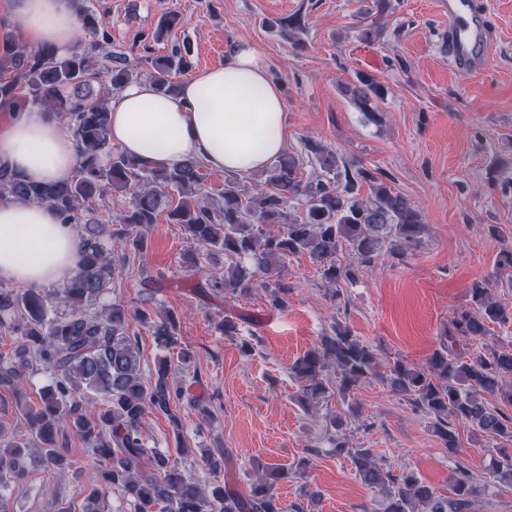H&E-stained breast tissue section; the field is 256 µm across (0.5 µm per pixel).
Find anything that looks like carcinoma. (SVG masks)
Listing matches in <instances>:
<instances>
[{"label": "carcinoma", "instance_id": "carcinoma-1", "mask_svg": "<svg viewBox=\"0 0 512 512\" xmlns=\"http://www.w3.org/2000/svg\"><path fill=\"white\" fill-rule=\"evenodd\" d=\"M75 4L82 30L92 37L87 47L60 57L50 48L10 41L0 55V111L9 115L36 107L53 113L77 141L80 157L73 172L56 181H35L3 169L0 194L50 205L63 223L79 228L81 240L77 272L62 287L0 286V328L21 340L14 352L0 355V388H9L28 426V435L21 437L0 424V487L22 478L34 457L46 466L72 467L58 443L61 431L69 429L105 466L103 484L91 488L84 512H98L101 497L112 488L124 493L134 512H304L300 504H282L275 492L276 484L288 478L284 469L259 464L248 492L227 485L208 492L167 455L148 453L144 416L163 414L181 428L171 410L181 389L170 380L165 360L155 375L143 377L136 328L148 327L173 344L178 319L170 314L155 320L147 309L130 313L116 304L96 307L117 273L112 250L102 241L106 225L100 201L112 191H132V201L117 217L121 250L143 252L148 231L163 215L182 225L194 245L224 255V273L207 281L212 294L246 293L259 286L276 310L288 306L293 289L288 258L308 256L322 280L336 289L376 266L383 255L417 249L425 233L423 215L382 171L348 161L313 140L305 143L307 158L284 154L264 169L261 186L250 188L230 175L223 190L208 198L201 195L205 174L199 161L168 169L127 157L112 147L108 97L141 79L154 80L165 93L176 92L173 77L191 67L189 52L152 58L144 68L125 53L108 50L106 19L87 0ZM374 6L376 19L359 31L367 44L379 39L380 18L389 9L387 0H374ZM97 51L109 62L102 75L93 64ZM342 90L369 122H382L375 102L386 89L375 75L359 73ZM307 165L311 170H305ZM346 247L352 254L348 265L340 262ZM470 302L454 315L439 348L423 365L396 360L381 375L374 348L334 325L294 361L290 374L312 399L325 392L330 373L344 392L380 377L393 394L430 416L433 432L451 455L459 450L457 421L511 441L512 415L504 408L512 409V350L465 356L458 348L486 335L492 323H512V308L494 298L487 281L472 285ZM35 363L53 380L32 405L22 378ZM89 392L102 395L106 407H89ZM488 395L502 407L487 404ZM334 448L336 455L350 457L365 484L383 490L386 512H467L481 492L463 460L451 471L454 498L449 500L413 472L394 476L382 470L369 448L352 452L340 436ZM491 476L512 483V454L501 452Z\"/></svg>", "mask_w": 512, "mask_h": 512}]
</instances>
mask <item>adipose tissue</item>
I'll use <instances>...</instances> for the list:
<instances>
[{
	"label": "adipose tissue",
	"instance_id": "obj_1",
	"mask_svg": "<svg viewBox=\"0 0 512 512\" xmlns=\"http://www.w3.org/2000/svg\"><path fill=\"white\" fill-rule=\"evenodd\" d=\"M30 48L65 56L77 47L74 0H7ZM286 99L258 45L239 41L223 64L194 73L178 94L154 81L125 86L107 101L113 147L151 166L176 168L190 159L212 170L249 175L268 167L286 147ZM74 137L40 109L12 114L0 130V165L36 180L54 181L76 167ZM39 240V256L27 251ZM80 239L49 205L0 195V282L62 285L75 273Z\"/></svg>",
	"mask_w": 512,
	"mask_h": 512
}]
</instances>
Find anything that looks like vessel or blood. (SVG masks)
<instances>
[{"mask_svg": "<svg viewBox=\"0 0 512 512\" xmlns=\"http://www.w3.org/2000/svg\"><path fill=\"white\" fill-rule=\"evenodd\" d=\"M448 9L446 46L452 67L465 75L484 72L491 63L495 31L472 0H444Z\"/></svg>", "mask_w": 512, "mask_h": 512, "instance_id": "vessel-or-blood-1", "label": "vessel or blood"}]
</instances>
